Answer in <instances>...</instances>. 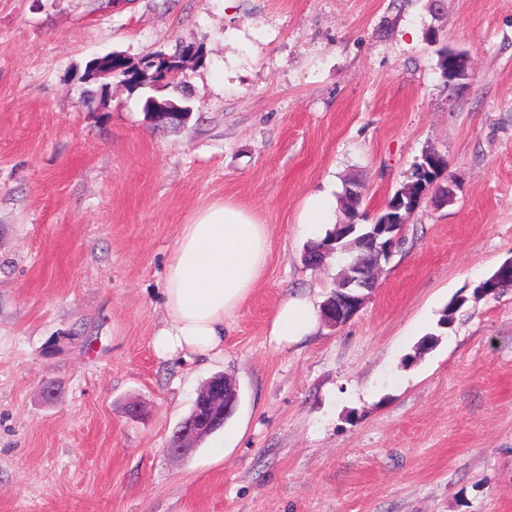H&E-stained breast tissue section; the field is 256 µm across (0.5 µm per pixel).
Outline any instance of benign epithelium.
Returning <instances> with one entry per match:
<instances>
[{"label":"benign epithelium","mask_w":512,"mask_h":512,"mask_svg":"<svg viewBox=\"0 0 512 512\" xmlns=\"http://www.w3.org/2000/svg\"><path fill=\"white\" fill-rule=\"evenodd\" d=\"M445 78L469 80L472 76L471 60L466 54L448 56ZM151 117L161 123L170 124L182 119L184 112L166 103H155ZM411 211L397 216L393 221L376 224L373 230L360 239L358 254L347 261L343 276L337 281L339 295L329 303L321 315L326 323L337 327L347 322L359 310L362 304V292L375 288L378 274L383 270L382 263L389 260L393 249L403 237L407 215ZM225 379L214 377L198 393L197 416L179 427L173 435L167 452L176 457H186L194 447V438L202 429H211L224 420Z\"/></svg>","instance_id":"1"}]
</instances>
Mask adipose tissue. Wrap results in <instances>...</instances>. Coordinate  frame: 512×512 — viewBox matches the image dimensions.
<instances>
[{
	"mask_svg": "<svg viewBox=\"0 0 512 512\" xmlns=\"http://www.w3.org/2000/svg\"><path fill=\"white\" fill-rule=\"evenodd\" d=\"M268 232L237 204L216 203L183 225L164 280L166 321L152 340L167 358H209L224 350V322L246 300L261 277ZM315 312L308 299L291 297L278 308L269 337L278 345L301 342Z\"/></svg>",
	"mask_w": 512,
	"mask_h": 512,
	"instance_id": "adipose-tissue-1",
	"label": "adipose tissue"
}]
</instances>
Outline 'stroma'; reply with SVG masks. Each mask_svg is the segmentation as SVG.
<instances>
[{"mask_svg":"<svg viewBox=\"0 0 512 512\" xmlns=\"http://www.w3.org/2000/svg\"><path fill=\"white\" fill-rule=\"evenodd\" d=\"M179 44L180 128L83 78ZM446 46L473 67L453 93ZM431 150L455 201L411 215L348 322L271 342L346 264L304 263L308 198L346 223L354 180L375 217ZM224 201L267 266L221 355L159 358L180 228ZM510 260L512 0H0V512H512V288L479 289ZM217 375L232 415L169 455ZM315 322L314 309L306 298H287L278 308L269 337L277 345L301 342Z\"/></svg>","mask_w":512,"mask_h":512,"instance_id":"35a3bbf8","label":"stroma"}]
</instances>
